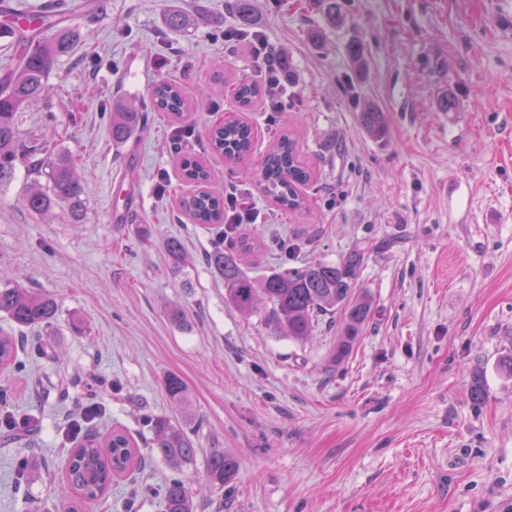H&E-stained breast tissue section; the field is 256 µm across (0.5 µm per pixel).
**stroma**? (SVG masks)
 Instances as JSON below:
<instances>
[{"label":"stroma","mask_w":512,"mask_h":512,"mask_svg":"<svg viewBox=\"0 0 512 512\" xmlns=\"http://www.w3.org/2000/svg\"><path fill=\"white\" fill-rule=\"evenodd\" d=\"M81 2L63 12L78 43L16 125L75 162L84 217L30 213L24 167L0 185V286L51 294L59 307L54 328L16 333L24 371L0 369L12 411L36 424L0 447V512L78 499L63 433L91 400L105 414L90 432L125 429L146 465L113 482L106 507L82 512H163L154 490L170 469L151 454L148 420L176 416L199 448L181 471L195 512H512V374L500 367L512 355V29L495 0H341L347 23L333 32L317 0H254L248 25L229 0H97L91 12ZM173 9L191 16L187 30L167 29ZM228 30L241 40L225 41ZM255 32L288 54L284 111L262 101L244 111L230 96L232 81L260 77ZM355 38L360 68L346 51ZM164 76L197 103L192 119L159 115L113 143V113L145 110ZM450 92L460 107L445 112ZM368 105L387 114L381 138L358 122ZM226 119L255 128L244 161L208 146L207 126ZM282 129L313 170L310 207L294 215L255 177ZM185 156L263 214L237 227L264 244L251 274L365 250L357 286L373 310L346 360L328 363L327 324L297 343L225 302L205 260L215 233L178 207ZM114 182L138 198L120 224ZM172 237L184 245L181 271ZM280 239L300 246L283 254ZM175 309L189 328L171 321ZM170 373L191 393L186 414L164 393ZM214 449L237 456L233 485L206 482Z\"/></svg>","instance_id":"stroma-1"}]
</instances>
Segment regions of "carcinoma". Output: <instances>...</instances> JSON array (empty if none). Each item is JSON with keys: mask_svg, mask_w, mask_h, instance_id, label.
I'll list each match as a JSON object with an SVG mask.
<instances>
[{"mask_svg": "<svg viewBox=\"0 0 512 512\" xmlns=\"http://www.w3.org/2000/svg\"><path fill=\"white\" fill-rule=\"evenodd\" d=\"M325 6L329 29L342 26L346 18L337 0H318ZM49 14L39 15V22L23 27H5L13 38L12 62L0 69V184L13 179L17 161L25 162L29 175L47 179V188L37 187L25 199L33 214H43L56 205L64 206L74 221L85 212L84 186L72 162L57 161L45 145L33 147L21 140L15 116L24 106L45 94V79L55 61L71 53L78 32L52 22L56 5H48ZM231 96L240 108L249 109L265 93L255 81L241 79L230 88ZM151 108L172 119L187 118L190 103L180 84L164 78L150 93ZM148 121V113L120 111L112 113V142L123 144ZM366 132L375 138L386 127L385 113L370 106L359 114ZM207 140L211 149L228 160H240L252 153L254 130L247 122L211 126ZM181 167L187 182L197 189L179 197L181 210L196 224L214 226L219 243L207 256V263L224 282V299L236 311L251 315L264 303L262 321L271 335L286 336L295 342L307 340L316 325L325 322L338 328L336 341L329 351V362H341L362 337L372 312L371 298L359 291L357 280L364 264L365 251L355 248L335 263L310 261L300 266L252 276L245 267L255 252L257 241L247 235L223 230L224 194L207 188L208 168L198 159H183ZM312 178L310 167L300 154L297 138L290 132H280L268 145L261 172L263 191L286 212L308 209V199L301 186ZM57 305L51 296L32 293L18 286L0 288V316L19 328L53 326ZM21 364L15 338L0 336V365ZM170 402L177 408L188 404L185 384L170 373L163 381ZM32 424L28 417L18 418ZM10 415L0 419V430L9 439L21 433L13 428L18 420ZM156 438L152 455L173 468L191 464L198 452L197 443L188 435L182 422L170 418L154 420ZM135 449L130 436L115 428L105 440L93 434L74 439V448L67 456L65 469L69 481L78 489L84 502H96L112 485V478L132 467ZM237 458L222 450L211 452L206 482L220 488L235 480ZM164 512H193L192 491L186 482L173 477L164 483Z\"/></svg>", "mask_w": 512, "mask_h": 512, "instance_id": "carcinoma-1", "label": "carcinoma"}]
</instances>
